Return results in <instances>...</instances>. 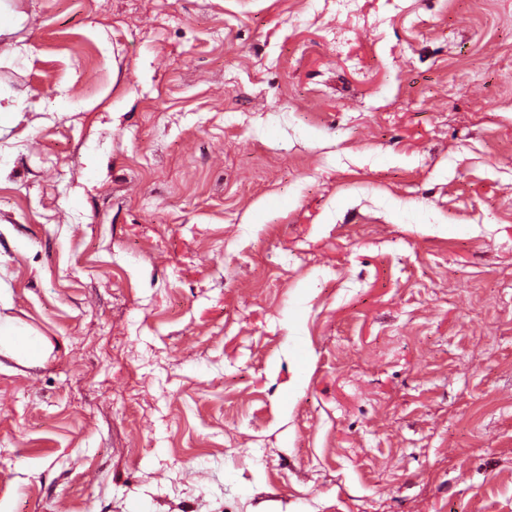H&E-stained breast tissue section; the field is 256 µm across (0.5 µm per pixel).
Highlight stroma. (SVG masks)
<instances>
[{
    "label": "stroma",
    "mask_w": 512,
    "mask_h": 512,
    "mask_svg": "<svg viewBox=\"0 0 512 512\" xmlns=\"http://www.w3.org/2000/svg\"><path fill=\"white\" fill-rule=\"evenodd\" d=\"M0 512H512V0H5ZM3 336L15 339L19 343L17 354L20 356L37 358L44 353V348L37 339L31 338L29 334L15 327L8 319L3 323L0 319V345H2Z\"/></svg>",
    "instance_id": "stroma-1"
}]
</instances>
